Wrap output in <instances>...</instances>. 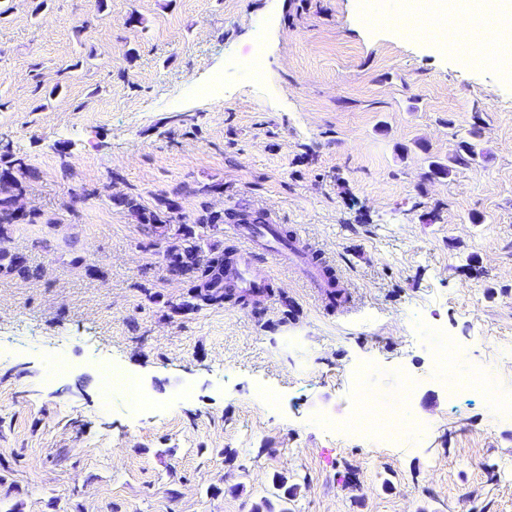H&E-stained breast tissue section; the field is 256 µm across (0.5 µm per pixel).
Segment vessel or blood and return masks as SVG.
Instances as JSON below:
<instances>
[{"label": "vessel or blood", "mask_w": 512, "mask_h": 512, "mask_svg": "<svg viewBox=\"0 0 512 512\" xmlns=\"http://www.w3.org/2000/svg\"><path fill=\"white\" fill-rule=\"evenodd\" d=\"M232 232L240 242L230 267L232 275L227 287L252 294H266L270 277L262 266L272 262L288 268L297 275L316 295H323L332 282L322 266L315 263L311 247L299 233L282 237L273 218L261 224H236Z\"/></svg>", "instance_id": "b4317fda"}]
</instances>
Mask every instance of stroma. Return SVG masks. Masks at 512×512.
Wrapping results in <instances>:
<instances>
[{
  "instance_id": "stroma-1",
  "label": "stroma",
  "mask_w": 512,
  "mask_h": 512,
  "mask_svg": "<svg viewBox=\"0 0 512 512\" xmlns=\"http://www.w3.org/2000/svg\"><path fill=\"white\" fill-rule=\"evenodd\" d=\"M38 2L0 0V149L36 216L10 246L37 271L0 276V512H512L489 399L512 367L448 398L512 352V72L400 35L397 0ZM260 38L263 81L226 69ZM216 73L221 96L189 94ZM476 125L477 164L432 174ZM124 193L186 222L272 210L342 299L276 266L268 301L172 313L186 285ZM107 363L150 406H102ZM365 392L433 431L376 448L316 424ZM491 372L492 369H486L478 372L464 373L449 387L450 397L454 400L460 393L481 386L491 376Z\"/></svg>"
}]
</instances>
